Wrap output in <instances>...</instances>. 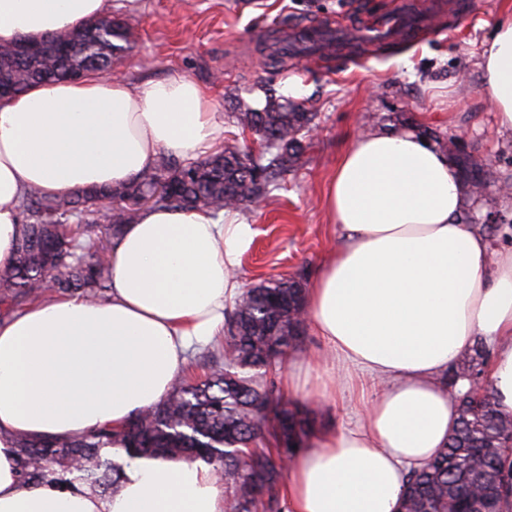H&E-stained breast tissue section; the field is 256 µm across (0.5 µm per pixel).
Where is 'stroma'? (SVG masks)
<instances>
[{
  "label": "stroma",
  "mask_w": 512,
  "mask_h": 512,
  "mask_svg": "<svg viewBox=\"0 0 512 512\" xmlns=\"http://www.w3.org/2000/svg\"><path fill=\"white\" fill-rule=\"evenodd\" d=\"M402 0H112L111 15L135 16L133 37L113 64L115 73L137 82L175 74L190 78L225 115L224 140L239 146L249 134L234 123L229 90L247 102L264 101L263 86L316 112L313 147L304 164L285 175L279 190L234 211L253 225L254 243L235 274L238 289L287 278L310 285L330 249L322 196L336 160L353 134L414 127L435 143L458 137L463 154L494 159L496 176L512 178V141L501 136L481 92L479 61L497 21L512 15V0H439L432 32L410 38L398 52L332 60L289 62L274 69L260 41L275 31L315 22L347 24L365 12H387ZM474 217L495 215L500 244L512 238V196L496 187L474 200ZM286 398L310 409L320 432L354 420L348 398L314 402L289 390L287 372L277 376Z\"/></svg>",
  "instance_id": "obj_1"
}]
</instances>
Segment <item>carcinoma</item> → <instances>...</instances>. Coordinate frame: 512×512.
I'll use <instances>...</instances> for the list:
<instances>
[{"mask_svg":"<svg viewBox=\"0 0 512 512\" xmlns=\"http://www.w3.org/2000/svg\"><path fill=\"white\" fill-rule=\"evenodd\" d=\"M133 24L112 19L65 37L41 39L42 52L22 60L0 52V72L13 92L36 83L71 77L76 70L104 72L126 48ZM71 44L59 53L61 40ZM264 104L254 107L237 97L235 122L272 148L254 159L228 144L204 162L167 155L131 181L102 190L85 189L51 197L27 190L19 203L23 234L10 269L0 270V313L17 311L30 298L79 293L91 300L112 288V249L122 226L134 222L142 208L98 207L105 198L149 197L150 206L197 208L218 217L244 202L271 194L295 170L312 147L310 131L317 113L264 89ZM467 185L475 162L452 155ZM305 289L280 278L250 288L235 298L225 320L222 353L212 356L205 378L180 381L160 404L137 414L134 425L99 428L65 439L15 441L24 484L64 485L70 475L103 496L118 492L121 466L101 456L104 448H122L136 457L202 460L224 476L231 512H280L283 460H292L312 436L309 412L283 399L270 374L280 371L288 351L298 345L305 321L297 318ZM512 418L500 416L494 397L460 400L454 433L422 469L408 479L403 512H507L512 508ZM488 480L477 500L468 486Z\"/></svg>","mask_w":512,"mask_h":512,"instance_id":"1","label":"carcinoma"}]
</instances>
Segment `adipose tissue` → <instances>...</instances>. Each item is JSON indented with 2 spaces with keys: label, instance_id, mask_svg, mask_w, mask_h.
<instances>
[{
  "label": "adipose tissue",
  "instance_id": "1",
  "mask_svg": "<svg viewBox=\"0 0 512 512\" xmlns=\"http://www.w3.org/2000/svg\"><path fill=\"white\" fill-rule=\"evenodd\" d=\"M109 0H0V45L103 18ZM482 90L512 136V18L481 53ZM224 120L191 79L137 84L100 73L0 98V269L22 234L32 186L60 196L130 181L160 154L206 157ZM336 247L306 292L305 322L333 354L305 363L320 399L379 385L361 417L318 434L288 465L283 512H400L405 480L444 448L456 400L442 376L491 351L488 385L512 418V248L464 224L448 156L410 129L358 134L323 198ZM255 230L202 210L149 208L112 251L104 301L35 299L0 320V512H224L213 466L133 459L104 499L76 487L24 485L17 438L119 427L162 402L187 352L224 333L233 275Z\"/></svg>",
  "mask_w": 512,
  "mask_h": 512
}]
</instances>
